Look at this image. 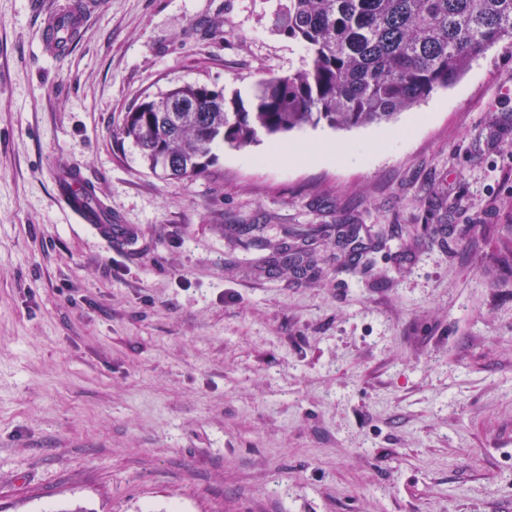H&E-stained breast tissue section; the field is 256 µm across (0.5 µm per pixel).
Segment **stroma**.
<instances>
[{
	"label": "stroma",
	"instance_id": "35a3bbf8",
	"mask_svg": "<svg viewBox=\"0 0 512 512\" xmlns=\"http://www.w3.org/2000/svg\"><path fill=\"white\" fill-rule=\"evenodd\" d=\"M0 0V512H512V49L389 123L150 171L145 98L305 68L286 0ZM80 169L132 243L72 223ZM302 251L282 277L278 247ZM77 1L90 0L64 1L42 15V50L46 56L62 58L71 51L92 6Z\"/></svg>",
	"mask_w": 512,
	"mask_h": 512
}]
</instances>
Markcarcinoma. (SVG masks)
<instances>
[{"label": "carcinoma", "instance_id": "1", "mask_svg": "<svg viewBox=\"0 0 512 512\" xmlns=\"http://www.w3.org/2000/svg\"><path fill=\"white\" fill-rule=\"evenodd\" d=\"M272 26L304 47L306 68L260 79L246 97L178 86L127 114L121 135L151 171L189 178L220 146L389 122L453 86L493 47H512V0H287ZM302 263L285 248L273 266L286 275Z\"/></svg>", "mask_w": 512, "mask_h": 512}]
</instances>
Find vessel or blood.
Instances as JSON below:
<instances>
[{
	"instance_id": "vessel-or-blood-1",
	"label": "vessel or blood",
	"mask_w": 512,
	"mask_h": 512,
	"mask_svg": "<svg viewBox=\"0 0 512 512\" xmlns=\"http://www.w3.org/2000/svg\"><path fill=\"white\" fill-rule=\"evenodd\" d=\"M89 9L84 0H63L42 16V50L51 58L66 56L80 33ZM57 198L77 223L89 224L108 239L125 241V225L113 223L93 184L80 170L63 167L54 173Z\"/></svg>"
}]
</instances>
